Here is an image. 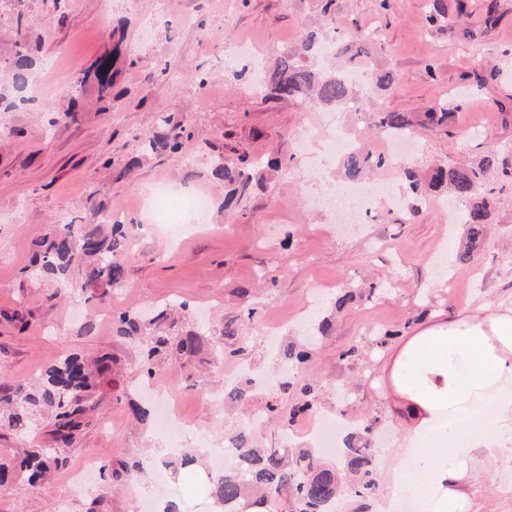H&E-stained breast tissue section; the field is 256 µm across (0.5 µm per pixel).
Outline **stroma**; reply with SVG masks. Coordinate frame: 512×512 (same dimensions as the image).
Instances as JSON below:
<instances>
[{"instance_id": "35a3bbf8", "label": "stroma", "mask_w": 512, "mask_h": 512, "mask_svg": "<svg viewBox=\"0 0 512 512\" xmlns=\"http://www.w3.org/2000/svg\"><path fill=\"white\" fill-rule=\"evenodd\" d=\"M491 1L499 21L488 28L484 15ZM444 2L447 14L433 24L427 21L433 0H336L333 7L339 39L372 28L381 32L374 55L393 73L394 84L374 98L373 109L416 113L453 106L452 126L412 132L419 144L413 159L422 169L434 160L462 166L512 146V0ZM28 7L41 38L36 77L47 92L9 115L19 134L0 140V383L32 380L71 354L110 355L112 382L100 389L99 404L76 432L64 463L41 485L0 487V512H137L143 496L137 486L116 489L110 477L100 476L88 493L75 494L71 484L89 457L109 465L167 447L152 426L130 418L128 403L139 400L144 376L138 348L117 335L114 321L173 299L187 302L189 315L209 312L201 362L192 370L177 362L166 368L170 397L194 422L181 447H218L225 434L244 426L273 445L282 436L278 426L253 422L248 411L212 396L236 363L224 353L225 321L238 320L248 342L245 360L261 380L253 388L258 408L275 377L265 324H278L281 337L297 336L300 320L318 309L313 298L321 286L396 281V292L358 298L338 312L309 368L320 387L318 413L378 420L376 459L384 461L402 434L381 379L388 351L370 349L362 363L341 354L367 345L374 330L409 333L427 302L447 315L482 301L512 306V264L503 261L512 256V182L497 184L499 203L489 218L495 232L467 264L454 261L463 226L427 205L411 213L408 197L396 206L374 197L377 223L348 232L330 212L314 209L312 197L322 181H335L337 171L326 135L317 134L314 154L301 149L317 109L268 97L253 84L250 61L225 63L224 50L251 44L262 65L272 67L315 26L317 0H172L164 15L156 14L155 0H28ZM458 27L477 31L478 39L460 40ZM114 35L123 43L108 110L85 113L78 123L54 122L48 105ZM232 70L242 72L240 81H225ZM163 115L193 132L191 148L123 174ZM220 153L247 168L260 157L282 164L264 172L228 211L224 186L210 173V160ZM315 166L324 170V180L312 177ZM157 183L171 184L177 206L196 191L211 196L206 227L176 242L161 231L142 235L123 288L104 302H85L77 288L64 301L53 300V283L32 272V240L51 232L60 213L87 216L95 206L144 221L146 193ZM242 288L249 289L248 298L239 297ZM247 306L256 310L253 319L241 316ZM89 319L95 330L88 335L82 326ZM503 485L512 487V466L501 462L485 477L479 512H512V494L498 492Z\"/></svg>"}]
</instances>
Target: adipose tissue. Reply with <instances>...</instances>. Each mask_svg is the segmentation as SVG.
Masks as SVG:
<instances>
[{
	"label": "adipose tissue",
	"mask_w": 512,
	"mask_h": 512,
	"mask_svg": "<svg viewBox=\"0 0 512 512\" xmlns=\"http://www.w3.org/2000/svg\"><path fill=\"white\" fill-rule=\"evenodd\" d=\"M403 437L380 472L386 488L371 512L425 477L424 512H474L483 448L512 447V307L479 304L435 316L394 344L382 370Z\"/></svg>",
	"instance_id": "ef3b65f1"
}]
</instances>
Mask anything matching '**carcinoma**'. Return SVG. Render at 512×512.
<instances>
[{"label": "carcinoma", "mask_w": 512, "mask_h": 512, "mask_svg": "<svg viewBox=\"0 0 512 512\" xmlns=\"http://www.w3.org/2000/svg\"><path fill=\"white\" fill-rule=\"evenodd\" d=\"M8 8L13 21L10 47L0 52V119L33 101L30 88L39 47L37 26L29 19L27 0H0V10ZM326 33L309 31L285 56L277 59L266 73V84L277 99L303 98L313 108H343L354 88L343 72H328L321 67L318 47ZM117 49H107L94 66L73 77L67 100L50 106L61 119L79 122L84 112L83 98L89 93L96 100L112 97L119 70L115 69ZM376 129L393 135L410 130L413 122L405 112L375 113ZM452 117L451 109L440 105L423 113L420 124L441 125ZM192 134L169 116H162L156 130L143 143V153H177L190 147ZM384 160L362 150L348 157L343 165L346 178L362 179L373 166ZM211 174L224 182V209L234 208L240 198L254 187V174L238 166L229 157L211 161ZM410 192L420 201L434 192L446 190L465 206L463 224L467 227L466 244L457 250L456 262L471 261L485 242L490 210L495 204L493 190L479 191L492 178L512 180V152L490 151L469 166L437 165L420 178L414 168L403 170ZM102 209L93 210V220L70 218L57 225L49 236L31 242L37 274L57 285L50 295L60 299L69 294L75 276H80L86 300L103 302L124 284L125 262L130 253L129 239L134 234L130 224H106ZM184 302L168 303L145 316L141 311H127L115 322L116 332L133 341L141 353L142 370L148 378H158L171 360L189 366L201 349V333L182 326ZM224 343L230 353L246 352V343L238 335L233 321L224 323ZM309 352L290 344L280 354V361L296 368L294 376L283 373L279 391L292 392L297 400L289 410V419L313 409L318 402L317 386L308 376ZM109 370L106 357L85 359L70 355L48 366L37 378L21 383L0 384V432L27 436L52 421V448H20L11 458L0 459V486L25 481L35 484L47 479L62 461L75 432L85 424L98 405L96 394ZM236 450L235 464L216 474H207V493L224 508L239 512L241 501L254 492L266 499L282 498L283 512H332L342 493L365 500L378 491L375 449L361 443L359 434L349 437L344 454L346 476L337 467L325 463L310 447L260 448L252 432L244 428L227 437ZM150 457L119 461L112 466V482L121 483L136 473L148 470Z\"/></svg>", "instance_id": "cac0c4a2"}]
</instances>
